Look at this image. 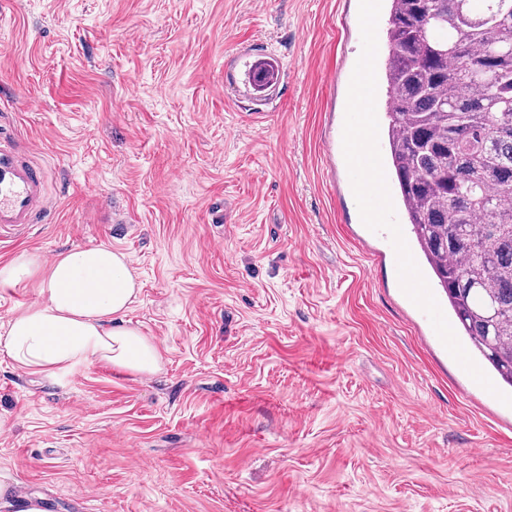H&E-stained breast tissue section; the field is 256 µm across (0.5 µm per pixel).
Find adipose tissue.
I'll list each match as a JSON object with an SVG mask.
<instances>
[{"label": "adipose tissue", "instance_id": "adipose-tissue-1", "mask_svg": "<svg viewBox=\"0 0 512 512\" xmlns=\"http://www.w3.org/2000/svg\"><path fill=\"white\" fill-rule=\"evenodd\" d=\"M29 286L38 302L0 332V352L17 367L50 377L94 362L142 377L161 371L157 345L126 319L139 288L123 252L75 247L48 262L23 251L0 264V287Z\"/></svg>", "mask_w": 512, "mask_h": 512}]
</instances>
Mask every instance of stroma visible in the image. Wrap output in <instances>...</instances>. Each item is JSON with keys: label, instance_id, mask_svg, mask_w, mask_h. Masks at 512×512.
I'll list each match as a JSON object with an SVG mask.
<instances>
[{"label": "stroma", "instance_id": "stroma-1", "mask_svg": "<svg viewBox=\"0 0 512 512\" xmlns=\"http://www.w3.org/2000/svg\"><path fill=\"white\" fill-rule=\"evenodd\" d=\"M359 0H0V132L53 210L0 263L106 243L161 372L0 353V512H512V407L362 222Z\"/></svg>", "mask_w": 512, "mask_h": 512}]
</instances>
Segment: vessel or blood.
I'll return each mask as SVG.
<instances>
[{
  "label": "vessel or blood",
  "instance_id": "1",
  "mask_svg": "<svg viewBox=\"0 0 512 512\" xmlns=\"http://www.w3.org/2000/svg\"><path fill=\"white\" fill-rule=\"evenodd\" d=\"M48 172L15 139L0 136V230H24L50 212Z\"/></svg>",
  "mask_w": 512,
  "mask_h": 512
}]
</instances>
